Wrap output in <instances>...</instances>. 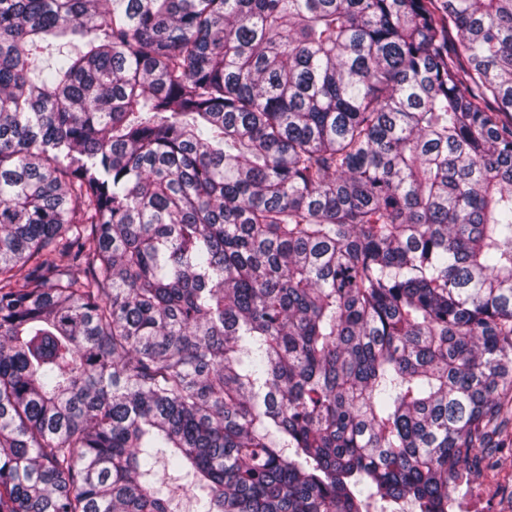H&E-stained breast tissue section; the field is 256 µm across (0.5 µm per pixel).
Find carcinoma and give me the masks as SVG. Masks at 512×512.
<instances>
[{
    "label": "carcinoma",
    "mask_w": 512,
    "mask_h": 512,
    "mask_svg": "<svg viewBox=\"0 0 512 512\" xmlns=\"http://www.w3.org/2000/svg\"><path fill=\"white\" fill-rule=\"evenodd\" d=\"M510 421L512 0H0V512H448Z\"/></svg>",
    "instance_id": "carcinoma-1"
}]
</instances>
